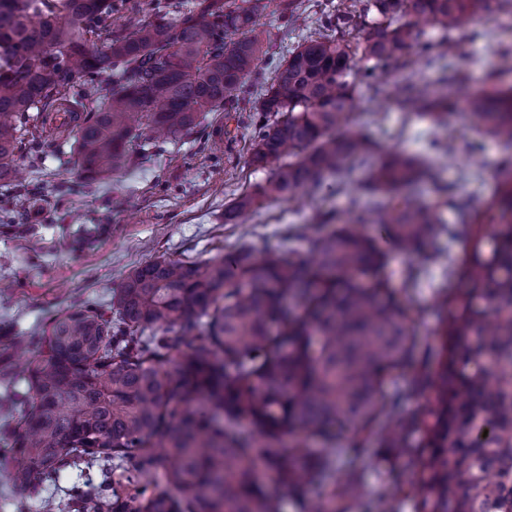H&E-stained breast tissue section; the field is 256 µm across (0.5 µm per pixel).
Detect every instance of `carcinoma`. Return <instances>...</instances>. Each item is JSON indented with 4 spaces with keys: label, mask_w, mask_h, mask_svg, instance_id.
Segmentation results:
<instances>
[{
    "label": "carcinoma",
    "mask_w": 512,
    "mask_h": 512,
    "mask_svg": "<svg viewBox=\"0 0 512 512\" xmlns=\"http://www.w3.org/2000/svg\"><path fill=\"white\" fill-rule=\"evenodd\" d=\"M490 0H366L327 15L335 33L308 37L278 65L254 105L250 163L278 164L259 190L224 212L342 186L366 169L354 200L385 241L418 252L443 232L465 242L451 270L461 287L438 305L441 359L422 380L420 411L401 415L386 375L415 350L414 318L382 276L385 252L350 226L311 239L308 263L231 257L136 267L107 318L86 305L62 315L47 350L0 366L25 380L31 401L8 453L14 484L38 492L63 470L103 467L75 492L74 512H282L324 481L326 450L285 445L291 432L326 442L374 436L403 457L422 435L419 465L403 481L419 512H512V160L484 206L448 194V227L410 191L430 169L417 157L376 154L352 123L355 55L397 60L422 21L448 35ZM112 0H0V186L32 144L28 125L51 110L85 111L67 127L88 184L125 169L129 143L188 133L206 112L238 99L259 64L263 0H189L175 22L112 29ZM376 21L366 20L369 13ZM404 21L396 24L395 17ZM109 30L108 45L95 39ZM112 79L102 93L89 78ZM390 98L435 122L455 103L412 83ZM475 131L512 150V87L467 96ZM497 212L491 234L481 216ZM246 418L251 428L242 430ZM185 493L158 490L159 481ZM355 488L322 486L320 512H348Z\"/></svg>",
    "instance_id": "1"
}]
</instances>
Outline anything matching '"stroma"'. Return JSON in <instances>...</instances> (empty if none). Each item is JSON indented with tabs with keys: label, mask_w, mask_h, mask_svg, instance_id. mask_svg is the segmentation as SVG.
Returning <instances> with one entry per match:
<instances>
[{
	"label": "stroma",
	"mask_w": 512,
	"mask_h": 512,
	"mask_svg": "<svg viewBox=\"0 0 512 512\" xmlns=\"http://www.w3.org/2000/svg\"><path fill=\"white\" fill-rule=\"evenodd\" d=\"M286 2L266 0L260 17L265 30L261 72L247 77L237 103L207 113L191 134L135 140L130 167L103 182L83 183L70 140L57 134L54 121L46 122L42 154L35 159L22 156L12 186L0 187V213L11 215L9 223H0L1 361L19 345L41 350L57 316L86 304L110 306L126 276L145 261L165 256L203 262L244 246L260 256L274 253L300 261L310 256V240L321 230L322 214L348 218L353 185L364 177L360 171L345 189L328 177L315 193L265 203L237 222L224 221L225 209L241 195L255 192L273 173L249 163L253 129L246 116L262 84L303 38L322 33L324 16L333 9L332 0H297L303 18L297 25L288 19ZM114 3L113 26L131 27L172 20L176 0ZM453 38L458 50L434 60L413 49L400 64L356 60L353 119L365 126L380 150L421 157L456 195L486 200L497 189L507 150L476 134L464 109H456L447 124L437 126L387 96V83L404 75L457 101L478 88L512 85V72L500 69L502 49L512 46V16L498 0ZM453 71L461 74V82L443 84L444 73ZM449 141L458 148L452 158L441 150ZM432 250L437 254L433 260L389 250L384 270L395 298L415 317L417 347L385 385L387 394L399 395L397 410L402 414L420 409L423 398L414 391V382L438 365L436 301L458 285L448 266L459 263L464 241L443 236ZM26 392L22 382L0 385V512H42L41 499L22 492L7 473V450L19 420L13 399ZM416 464V457H395L373 438L363 447L334 453L332 477L350 481L364 493L348 512H377L384 501L394 512H416L415 497L395 491L397 481Z\"/></svg>",
	"instance_id": "35a3bbf8"
}]
</instances>
